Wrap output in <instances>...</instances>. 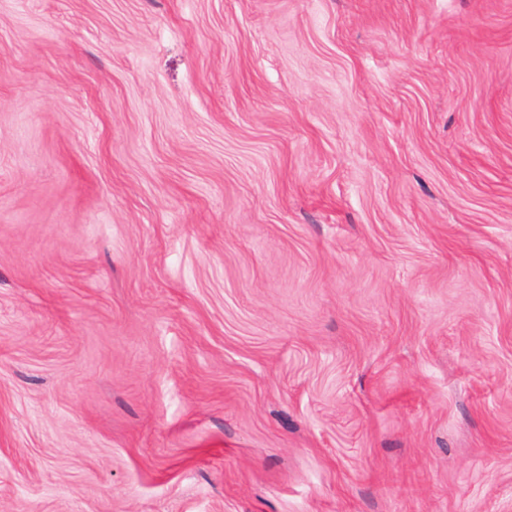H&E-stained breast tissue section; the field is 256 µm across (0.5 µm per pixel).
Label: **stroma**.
<instances>
[{"mask_svg": "<svg viewBox=\"0 0 512 512\" xmlns=\"http://www.w3.org/2000/svg\"><path fill=\"white\" fill-rule=\"evenodd\" d=\"M0 512H512V0H0Z\"/></svg>", "mask_w": 512, "mask_h": 512, "instance_id": "1", "label": "stroma"}]
</instances>
